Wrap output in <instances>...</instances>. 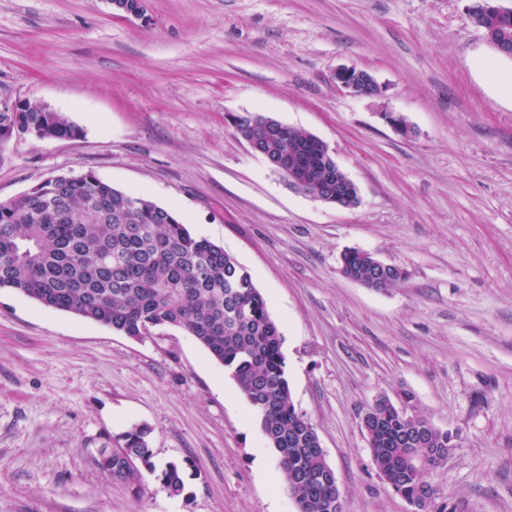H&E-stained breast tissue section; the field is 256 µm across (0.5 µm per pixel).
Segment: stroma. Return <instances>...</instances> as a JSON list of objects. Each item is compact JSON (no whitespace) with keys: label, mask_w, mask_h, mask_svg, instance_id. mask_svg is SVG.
<instances>
[{"label":"stroma","mask_w":512,"mask_h":512,"mask_svg":"<svg viewBox=\"0 0 512 512\" xmlns=\"http://www.w3.org/2000/svg\"><path fill=\"white\" fill-rule=\"evenodd\" d=\"M471 0H0V103L63 113L79 140L0 145V201L94 173L178 214L253 276L282 335L297 411L343 512H413L378 475L361 420L381 396L458 445L435 512H512V57ZM371 72L381 98L336 84ZM404 116L406 137L384 118ZM263 112L321 138L356 184L338 208L289 189L234 132ZM360 250L403 277L341 273ZM150 429L156 465L107 479L98 451ZM0 512H297L229 370L182 329L133 340L0 289ZM376 258L363 251H348L341 258V272L349 280L373 289L391 288L401 277L396 267L384 270L374 263ZM156 477L161 481L170 496H181L185 491L183 467L177 462H167L160 469Z\"/></svg>","instance_id":"1"}]
</instances>
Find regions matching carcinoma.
I'll use <instances>...</instances> for the list:
<instances>
[{"instance_id":"obj_1","label":"carcinoma","mask_w":512,"mask_h":512,"mask_svg":"<svg viewBox=\"0 0 512 512\" xmlns=\"http://www.w3.org/2000/svg\"><path fill=\"white\" fill-rule=\"evenodd\" d=\"M501 56L512 51V15L493 10L471 16ZM260 113L235 115L238 136L251 134ZM78 138L59 112H0V135ZM313 134L281 127L265 145L288 154V170L305 168L315 184L330 165ZM363 251H348L341 272L373 289L392 287L399 269L386 270ZM0 288L36 303L101 323L133 339L161 328H180L227 368L252 407L268 447L277 455L297 512H342L336 473L320 438L296 411L281 351L282 337L252 275L224 248L192 236L171 210L116 188L92 173L64 175L0 203ZM379 476L401 497L427 509L435 498L428 476L448 460L458 435L427 417L380 397L362 419ZM150 431L133 426L119 448H102L97 464L116 482L143 466L173 497L185 491L183 467H157Z\"/></svg>"}]
</instances>
